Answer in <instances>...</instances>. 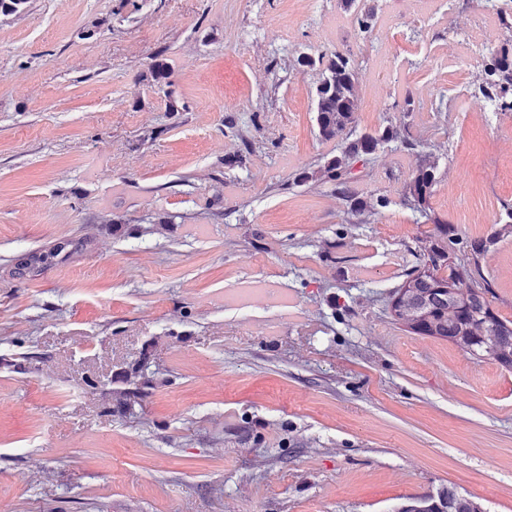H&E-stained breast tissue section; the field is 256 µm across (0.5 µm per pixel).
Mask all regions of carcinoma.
<instances>
[{
  "label": "carcinoma",
  "instance_id": "cac0c4a2",
  "mask_svg": "<svg viewBox=\"0 0 512 512\" xmlns=\"http://www.w3.org/2000/svg\"><path fill=\"white\" fill-rule=\"evenodd\" d=\"M302 67H322V78L315 90L316 123L319 135L339 143L338 154L327 158L315 168L304 167L294 175V183L330 182L347 202L350 212L362 214L366 203L352 191L348 173L353 163L373 154L386 142L398 141L403 148L416 151L421 144L401 134L393 127L373 133H356V113L359 110L358 66L349 51H335L317 58L302 53L297 57ZM151 77L158 88L170 86L168 65L155 62ZM479 92L501 112H512V44L490 51L485 63ZM438 179V166L424 155L406 185L405 200L414 208L425 211V204ZM512 234V206L505 207L502 225L482 238L460 239L446 224H436L433 232L421 240L416 264L405 273L399 288L406 290L402 304L391 310L393 320L408 332L449 341L479 359L512 370V357L502 354L512 351V320L497 315L488 295L491 284L480 268L481 257L500 238ZM62 242L54 251L33 254L18 264L17 275L23 277L35 263H43L62 252ZM145 366L133 368L126 378L130 388L120 393L115 406L108 412L128 410L132 403L149 395L150 380ZM442 496L453 501L456 512H469V497L455 488L442 490Z\"/></svg>",
  "mask_w": 512,
  "mask_h": 512
}]
</instances>
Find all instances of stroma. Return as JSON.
Here are the masks:
<instances>
[{"mask_svg": "<svg viewBox=\"0 0 512 512\" xmlns=\"http://www.w3.org/2000/svg\"><path fill=\"white\" fill-rule=\"evenodd\" d=\"M366 5V35L343 0L0 15V512H397L449 486L512 512V372L390 316L435 223L480 238L512 203V112L477 89L512 31L452 47L469 0H429L426 27ZM339 49L358 131L436 161L425 211L396 142L353 166L364 214L293 185L337 152L296 59ZM481 267L512 320V236ZM141 361L150 395L109 413Z\"/></svg>", "mask_w": 512, "mask_h": 512, "instance_id": "stroma-1", "label": "stroma"}]
</instances>
